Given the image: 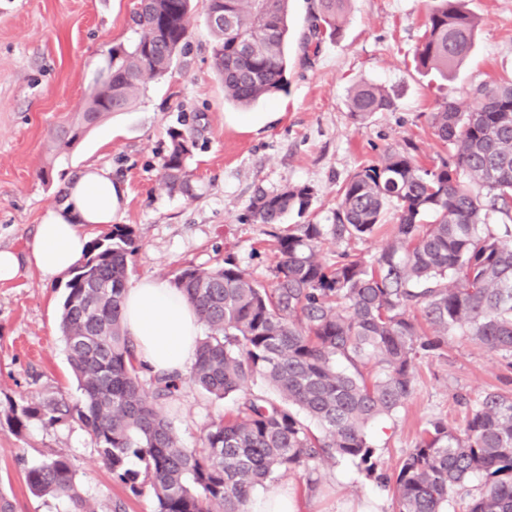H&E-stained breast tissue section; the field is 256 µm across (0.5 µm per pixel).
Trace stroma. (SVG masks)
Returning <instances> with one entry per match:
<instances>
[{"label": "stroma", "instance_id": "1", "mask_svg": "<svg viewBox=\"0 0 512 512\" xmlns=\"http://www.w3.org/2000/svg\"><path fill=\"white\" fill-rule=\"evenodd\" d=\"M134 3L0 0V249L25 256L45 209L62 200L78 169L95 163L111 168L125 190L120 221L140 241L129 260L130 281L170 280L185 267L211 268L231 255L270 283L272 227L246 219L256 190L309 185L315 195L306 216L288 213L284 224L332 223L336 189L359 165L408 143L422 164L437 162L444 149L431 112L447 98L468 110L477 86L512 77V0H467L480 25L469 57L447 80L414 63L432 0H348L340 34L309 57L297 38L308 29L310 0H291L288 90L259 101L243 122L225 103L214 69L207 2L194 0L188 46L170 73L148 81L128 111L103 119L71 152L58 151L54 132L82 111L108 49L135 39ZM359 81L383 87L393 108L354 120L348 99ZM191 117L199 134L188 198L167 193L160 177L168 128ZM67 282L45 280L26 264L15 280L0 282V407L31 397L80 400L58 327ZM507 375L496 355L462 336L449 337L444 355L420 357L412 397L366 428L377 472L397 476L429 422L462 428L467 409L458 395L512 393ZM234 409V397L219 400L189 384L163 405L187 448L199 447L204 427ZM60 449L96 512H111L118 499L126 512H155L150 487L132 494L78 424L33 419L17 432L0 414V492L17 512H65L64 503L33 496L25 483L29 467ZM318 476L313 490L300 469L275 481L294 492L299 512H354L365 501L377 512L395 510L391 494L354 461L320 467Z\"/></svg>", "mask_w": 512, "mask_h": 512}]
</instances>
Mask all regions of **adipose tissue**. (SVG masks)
Returning <instances> with one entry per match:
<instances>
[{
	"label": "adipose tissue",
	"mask_w": 512,
	"mask_h": 512,
	"mask_svg": "<svg viewBox=\"0 0 512 512\" xmlns=\"http://www.w3.org/2000/svg\"><path fill=\"white\" fill-rule=\"evenodd\" d=\"M125 192L110 169L85 166L69 183L62 203L47 209L28 244L27 262L46 280L69 270L83 255L86 226L116 223ZM124 325L136 344L138 362L152 372H182L195 359L201 324L189 300L161 278L128 286Z\"/></svg>",
	"instance_id": "obj_1"
}]
</instances>
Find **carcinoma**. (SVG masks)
<instances>
[{"instance_id": "carcinoma-1", "label": "carcinoma", "mask_w": 512, "mask_h": 512, "mask_svg": "<svg viewBox=\"0 0 512 512\" xmlns=\"http://www.w3.org/2000/svg\"><path fill=\"white\" fill-rule=\"evenodd\" d=\"M348 0H314L304 52L334 39ZM191 0H137V39L112 45L106 70L78 118L56 133L74 148L100 119L127 111L147 80L165 77L186 45ZM205 24L224 99L247 107L288 87V0H208ZM478 18L465 0H435L414 60L442 74L467 59ZM466 112L447 99L430 115L450 155L427 168L407 148L359 166L337 189L332 224H291L274 234L278 261L266 286L232 255L214 269L188 267L173 284L194 306L208 334L197 343L188 381L224 399L241 393L235 414L212 420L201 446L185 448L158 406L182 385L178 373L141 378L143 367L123 324L129 258L139 249L134 229L113 224L89 242L73 268L60 329L69 366L84 399L9 403L17 429L31 419L77 422L103 463L137 495L149 484L156 512H245L256 486L282 470L303 468L308 484L319 466L351 459L375 472L364 432L411 397L416 360L458 334L499 355L512 369V80L485 84ZM381 87L360 82L348 109L363 122L388 111ZM161 186L191 191L196 148L191 128L167 130ZM314 189L259 190L249 206L256 224L304 214ZM392 213L395 230L378 255L342 251L317 259L327 237L366 239ZM502 220L493 231V217ZM109 283L99 292L93 281ZM260 378L277 397L247 393ZM316 424L319 432L311 429ZM145 462V475L126 467ZM475 474L486 481L466 512H512V395L485 392L468 405L460 430L432 421L406 457L392 487L398 512H441ZM36 497L63 498L69 512H93L75 481L69 454L56 451L29 468Z\"/></svg>"}]
</instances>
